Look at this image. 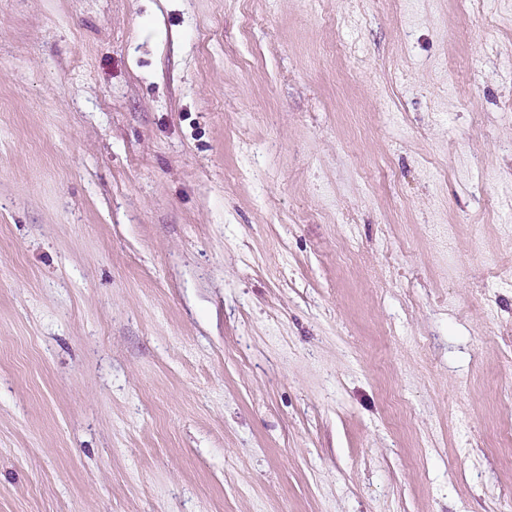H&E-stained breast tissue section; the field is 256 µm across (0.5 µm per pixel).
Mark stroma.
<instances>
[{
	"instance_id": "obj_1",
	"label": "stroma",
	"mask_w": 512,
	"mask_h": 512,
	"mask_svg": "<svg viewBox=\"0 0 512 512\" xmlns=\"http://www.w3.org/2000/svg\"><path fill=\"white\" fill-rule=\"evenodd\" d=\"M512 0H0V512H512Z\"/></svg>"
}]
</instances>
